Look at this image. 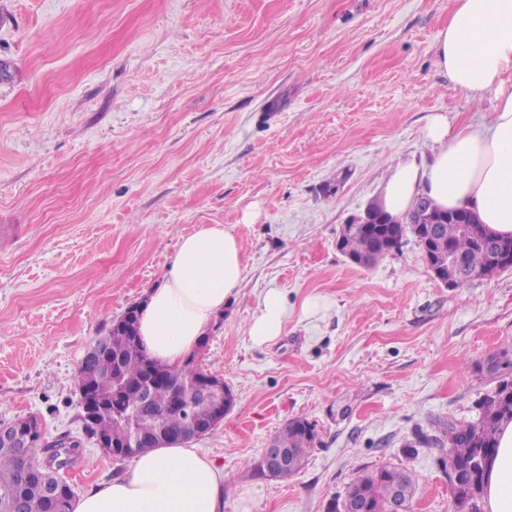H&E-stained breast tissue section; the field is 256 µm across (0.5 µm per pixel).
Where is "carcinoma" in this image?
Segmentation results:
<instances>
[{"mask_svg": "<svg viewBox=\"0 0 512 512\" xmlns=\"http://www.w3.org/2000/svg\"><path fill=\"white\" fill-rule=\"evenodd\" d=\"M432 212L444 215L442 232L432 245L421 246L425 256H433L448 267V277H455L448 266V253L462 258L472 279L490 278L507 263L496 259L484 246L490 231L476 215L467 212L469 226L450 218L451 211L432 206ZM416 234V225L408 215L382 212L374 224H365L354 232L343 228L339 239L347 252L357 257H383L399 248L407 234ZM139 309L131 307L113 321L107 336L84 356L75 370L77 385L92 384L99 397L107 402L94 418L84 422L85 432L92 437L112 438L123 432L121 420L108 402L116 399L122 410L136 415L138 432L150 435L157 431L163 437H191L194 424L207 416L208 410L197 398L192 382L205 375L190 355L182 365L170 367L163 380L152 377L150 359L138 337ZM512 371V352L504 350L487 360L479 372L493 379L490 387L476 402L477 418L464 421L446 418L441 422V435L424 439L434 448H448L446 455L454 468L448 476L452 502L451 512H482L487 465L496 448L500 425L512 421V379L493 377L490 367ZM278 448L290 450L288 474L300 471L317 445L314 426L296 417L273 436ZM29 465L19 449L0 445V512H69L74 496L72 488L56 472L44 475L28 473ZM415 479L405 468L382 466L358 474L347 486L368 506L369 512H387L392 496L404 501L413 496Z\"/></svg>", "mask_w": 512, "mask_h": 512, "instance_id": "obj_1", "label": "carcinoma"}]
</instances>
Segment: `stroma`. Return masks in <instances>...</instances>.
I'll return each instance as SVG.
<instances>
[{"label": "stroma", "instance_id": "stroma-1", "mask_svg": "<svg viewBox=\"0 0 512 512\" xmlns=\"http://www.w3.org/2000/svg\"><path fill=\"white\" fill-rule=\"evenodd\" d=\"M454 0H0V423L79 441L75 493L123 475L83 428L75 369L163 280L182 236L221 224L239 292L196 360L234 395L192 447L224 512H327L357 470L406 467L411 512H450L437 419L475 417L479 363L512 347V268L451 288L414 237L374 265L336 248L389 167L432 153L426 118L487 124L437 63ZM252 222H244L245 213ZM288 317L257 345L270 290ZM325 305L307 314V298ZM319 443L270 479L284 423Z\"/></svg>", "mask_w": 512, "mask_h": 512}]
</instances>
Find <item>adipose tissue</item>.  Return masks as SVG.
<instances>
[{
    "mask_svg": "<svg viewBox=\"0 0 512 512\" xmlns=\"http://www.w3.org/2000/svg\"><path fill=\"white\" fill-rule=\"evenodd\" d=\"M437 58L456 88L474 100L494 94L496 109L482 128L453 127L444 114L432 115L424 128L435 147L430 162L397 164L379 204L401 214L425 196L443 209L471 210L493 233L512 236V0H455L438 32ZM242 274L241 245L223 225L183 236L162 285L149 291L140 310L145 353L178 366L236 295ZM287 313L284 295L269 291L249 327L252 342L280 336ZM485 500L487 512H512V421L500 427ZM72 512H224V477L198 449L168 443L137 454L124 476L79 495Z\"/></svg>",
    "mask_w": 512,
    "mask_h": 512,
    "instance_id": "adipose-tissue-1",
    "label": "adipose tissue"
}]
</instances>
